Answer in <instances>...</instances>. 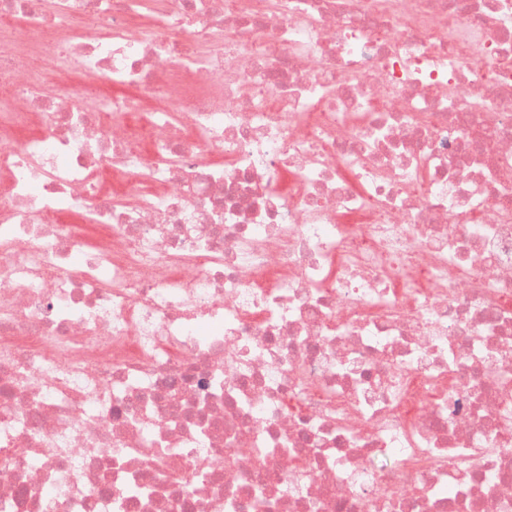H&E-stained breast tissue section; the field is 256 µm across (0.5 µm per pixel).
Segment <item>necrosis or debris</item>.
<instances>
[{"label": "necrosis or debris", "mask_w": 512, "mask_h": 512, "mask_svg": "<svg viewBox=\"0 0 512 512\" xmlns=\"http://www.w3.org/2000/svg\"><path fill=\"white\" fill-rule=\"evenodd\" d=\"M0 512H512V0H0Z\"/></svg>", "instance_id": "4bbe7bcc"}]
</instances>
